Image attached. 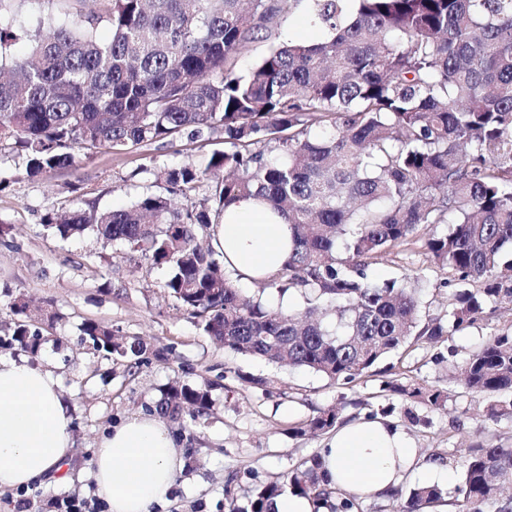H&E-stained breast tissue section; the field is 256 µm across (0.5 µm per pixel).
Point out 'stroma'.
Returning <instances> with one entry per match:
<instances>
[{"label":"stroma","instance_id":"35a3bbf8","mask_svg":"<svg viewBox=\"0 0 512 512\" xmlns=\"http://www.w3.org/2000/svg\"><path fill=\"white\" fill-rule=\"evenodd\" d=\"M215 138L177 137L153 145L117 147L79 157L75 170L27 177L24 156L0 148V337L11 335L15 299L33 308L51 307L58 320L45 323L46 338L34 357L60 384L73 419L74 455L64 473L22 490H0V512H19L20 498L36 512H56L57 498L85 501L90 512H108L92 478L94 446L102 433L129 417L148 414L172 382H208L212 409L196 427L167 426L187 462L167 503L158 512H228L224 487L233 484L239 499L259 485L283 476L319 454L324 438L301 428L319 409L338 407L342 421L364 415L393 423L408 438L419 459L435 458L447 476L411 470L399 485H438L446 512H460L462 450L473 443L512 446V418L490 419L480 397L455 382V368L477 351L490 334L512 327V310L486 312L471 327L433 342H418L383 361L376 374L349 385L336 384L305 368L278 367L224 349L205 336L163 284L167 269L153 268L140 254L104 243L94 228L60 239L43 228L47 213L71 206L74 197L102 208H124L139 196L158 192L152 169L199 163L223 150ZM417 273L423 279L422 313L440 318L453 290L448 271L431 265L418 245L387 255L371 269L381 282ZM88 319L112 326L123 338L139 339L163 359L148 358L128 374L110 359L93 354L80 335ZM265 386L244 385L246 377ZM391 379L443 389L444 407L385 390Z\"/></svg>","mask_w":512,"mask_h":512}]
</instances>
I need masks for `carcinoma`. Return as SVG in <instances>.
<instances>
[{
  "mask_svg": "<svg viewBox=\"0 0 512 512\" xmlns=\"http://www.w3.org/2000/svg\"><path fill=\"white\" fill-rule=\"evenodd\" d=\"M321 38L277 42L301 2ZM0 0V143L26 159L30 177L73 168L79 154L126 145L162 146L186 134L216 137L205 163L153 172L161 192L131 206L96 204L49 213L62 239L96 228L107 243L167 268V293L205 335L234 352L304 367L338 385L376 370L411 341L461 332L491 305H512V0H27L35 28L3 22ZM111 38L99 36L100 27ZM269 52L247 73L254 43ZM202 198H196L201 187ZM245 197L288 219L292 249L252 296L224 269L212 225ZM452 223L420 237L428 261L458 288L445 319L420 320L419 277L372 280L378 258L419 226ZM295 291L304 306L270 312L266 296ZM6 345L37 353L44 318L13 304ZM83 341L132 370L149 349L114 342L112 327L86 321ZM461 382L483 396L490 418L512 416V331L494 333L464 362ZM394 392L438 408L444 394L418 383ZM210 385L169 386L156 414L196 425ZM339 411L308 423L325 433ZM319 457L257 487L230 512H268L293 490L329 512H359L320 480ZM512 448L465 449L463 512H512ZM442 490L418 484L401 512H423Z\"/></svg>",
  "mask_w": 512,
  "mask_h": 512,
  "instance_id": "cac0c4a2",
  "label": "carcinoma"
}]
</instances>
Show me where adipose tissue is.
I'll return each mask as SVG.
<instances>
[{
  "instance_id": "ef3b65f1",
  "label": "adipose tissue",
  "mask_w": 512,
  "mask_h": 512,
  "mask_svg": "<svg viewBox=\"0 0 512 512\" xmlns=\"http://www.w3.org/2000/svg\"><path fill=\"white\" fill-rule=\"evenodd\" d=\"M226 269L245 280L271 276L288 256L284 218L252 198L231 205L211 231ZM71 417L53 374L25 358H0V489L25 487L72 457ZM331 487L361 497L390 494L418 460L407 437L384 421L339 427L321 453ZM93 477L110 512H154L184 468L181 452L156 417L135 416L104 436Z\"/></svg>"
}]
</instances>
